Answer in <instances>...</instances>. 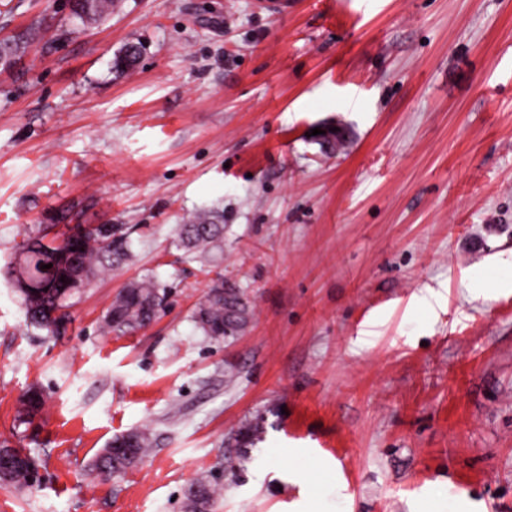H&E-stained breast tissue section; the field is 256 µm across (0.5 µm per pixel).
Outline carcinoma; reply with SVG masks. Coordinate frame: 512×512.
I'll use <instances>...</instances> for the list:
<instances>
[{"instance_id": "1", "label": "carcinoma", "mask_w": 512, "mask_h": 512, "mask_svg": "<svg viewBox=\"0 0 512 512\" xmlns=\"http://www.w3.org/2000/svg\"><path fill=\"white\" fill-rule=\"evenodd\" d=\"M118 0H71V15L81 23L97 22L112 15ZM40 34L33 24L24 31L0 39V66H12ZM139 49L127 44L115 56L113 69L124 73L137 62ZM131 231L121 224H69L62 238H48V228L28 235L15 245L14 269L21 270L29 287L40 294L42 301H29L20 279L15 286L25 309L27 326L60 336L66 331L70 315L66 309L71 300L93 287L96 277L103 272L117 271L130 261ZM224 214L200 211L177 225L176 246L185 257H214L223 251ZM52 264L47 269L45 265ZM170 289L152 278H140L123 286L103 317V328L109 332L126 334L150 325L165 311ZM252 308L238 286L224 280V274L215 273L207 285L193 318L205 336L222 342L242 331L250 322ZM44 405L40 391L31 390L24 400V414L28 419L37 416ZM133 449L131 457L119 467H112V475L120 476L137 467L152 447V434L147 429L131 430L112 439ZM36 481V463L32 457L11 472L9 486L31 487ZM196 492L185 494L186 512H211L221 490L209 481L193 483Z\"/></svg>"}]
</instances>
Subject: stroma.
<instances>
[{
	"label": "stroma",
	"instance_id": "1",
	"mask_svg": "<svg viewBox=\"0 0 512 512\" xmlns=\"http://www.w3.org/2000/svg\"><path fill=\"white\" fill-rule=\"evenodd\" d=\"M289 2L121 0L84 25L0 0V38L41 26L0 69V444L40 481L0 512H184L199 479L212 512H512V0ZM67 208L132 226L133 259L52 337L9 267ZM200 209L253 310L221 344L192 319L211 267L173 244ZM144 275L166 311L102 331ZM145 426L137 468L93 475ZM189 487H196L195 493H185V508L187 512H211L215 500L221 495V490L210 481H196ZM199 497L193 501L191 496Z\"/></svg>",
	"mask_w": 512,
	"mask_h": 512
}]
</instances>
